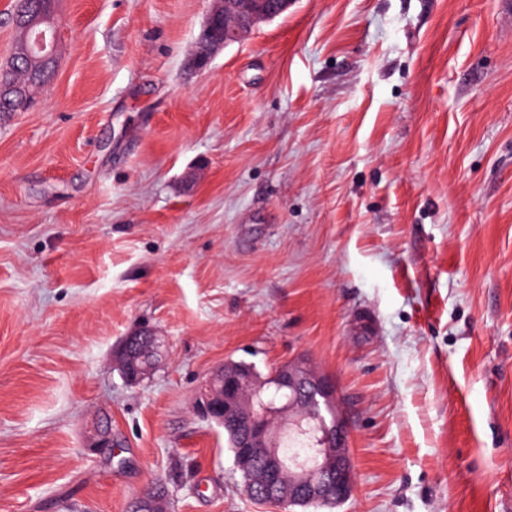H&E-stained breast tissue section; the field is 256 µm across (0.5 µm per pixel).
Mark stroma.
Returning a JSON list of instances; mask_svg holds the SVG:
<instances>
[{"mask_svg":"<svg viewBox=\"0 0 512 512\" xmlns=\"http://www.w3.org/2000/svg\"><path fill=\"white\" fill-rule=\"evenodd\" d=\"M211 3L58 0L0 119V512H284L194 401L299 357L349 430L334 512H512V7L293 0L199 70ZM6 73V70H1L0 72V105H10L12 103L22 102L24 107H26L31 104L35 90L42 84L34 81V88L32 90H21L4 78ZM139 352L141 351L134 350L129 344H127L125 347V354L122 358V364L126 369H128V377L132 381H138L145 377L155 367L152 363L139 364Z\"/></svg>","mask_w":512,"mask_h":512,"instance_id":"1","label":"stroma"}]
</instances>
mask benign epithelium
Here are the masks:
<instances>
[{"mask_svg": "<svg viewBox=\"0 0 512 512\" xmlns=\"http://www.w3.org/2000/svg\"><path fill=\"white\" fill-rule=\"evenodd\" d=\"M291 0H215L203 25L211 28L217 18H224V39L211 44L205 55L194 57L197 68L203 69L210 63L219 49L242 40L259 23L269 21L284 13ZM15 23L22 32L21 50L34 54L45 65H53L56 60L58 21L56 15H40L22 8L15 17ZM6 71L0 72V105L20 102L31 104L35 88L40 83L33 82L34 89L21 90L4 78ZM140 353L130 346L125 347L123 366L128 369V377L137 381L148 375L154 364L139 363ZM271 382L279 390H288L286 400L275 404H265L261 394L265 391V381L254 377L224 382L212 376L201 389L196 408L200 415L210 416L214 406H224V411H236L248 419L247 450L239 457L240 467L248 468L251 452L255 449L268 456L270 466L252 474V482L262 486L267 502L317 503L332 498L341 501L345 498L348 479L352 471L349 432L344 419L336 416L326 419L307 402L300 398L322 396L320 403H331L334 386L324 376L315 373L307 360L300 358L287 362L276 369ZM312 434L315 447L304 452L295 448L283 455L281 443L285 436ZM288 473V482L281 481V475ZM336 476V483L330 484L327 478Z\"/></svg>", "mask_w": 512, "mask_h": 512, "instance_id": "1", "label": "benign epithelium"}]
</instances>
